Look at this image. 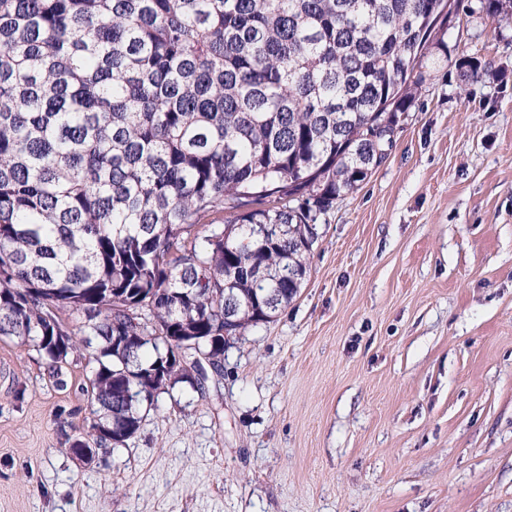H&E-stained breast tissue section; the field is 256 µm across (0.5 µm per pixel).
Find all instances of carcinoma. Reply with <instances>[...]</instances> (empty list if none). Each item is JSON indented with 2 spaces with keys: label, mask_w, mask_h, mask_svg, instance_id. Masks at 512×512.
<instances>
[{
  "label": "carcinoma",
  "mask_w": 512,
  "mask_h": 512,
  "mask_svg": "<svg viewBox=\"0 0 512 512\" xmlns=\"http://www.w3.org/2000/svg\"><path fill=\"white\" fill-rule=\"evenodd\" d=\"M448 3L0 0V340L58 388L92 366L70 447L204 396L224 334L293 302L310 225L390 146L366 132L413 106Z\"/></svg>",
  "instance_id": "cac0c4a2"
}]
</instances>
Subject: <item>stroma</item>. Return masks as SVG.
<instances>
[{"label": "stroma", "instance_id": "obj_1", "mask_svg": "<svg viewBox=\"0 0 512 512\" xmlns=\"http://www.w3.org/2000/svg\"><path fill=\"white\" fill-rule=\"evenodd\" d=\"M383 163L317 218L310 274L83 466L68 367L0 341V512H512V19L457 0ZM484 74L465 80L460 59Z\"/></svg>", "mask_w": 512, "mask_h": 512}]
</instances>
